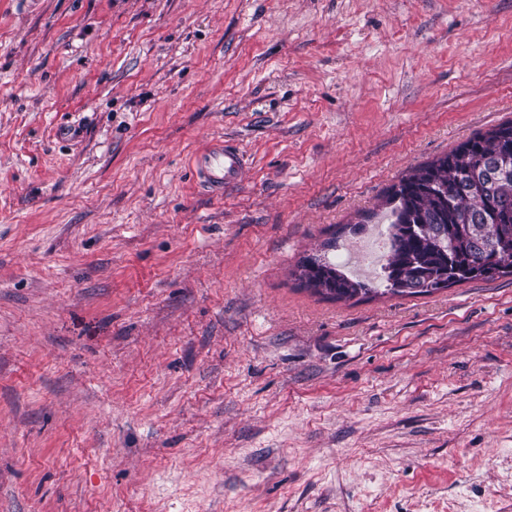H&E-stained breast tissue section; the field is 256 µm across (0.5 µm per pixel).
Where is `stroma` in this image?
Instances as JSON below:
<instances>
[{
    "label": "stroma",
    "mask_w": 512,
    "mask_h": 512,
    "mask_svg": "<svg viewBox=\"0 0 512 512\" xmlns=\"http://www.w3.org/2000/svg\"><path fill=\"white\" fill-rule=\"evenodd\" d=\"M508 119L512 0H0V512H512V276H293ZM244 164V156L236 147L213 140L193 156L192 169L203 190L223 195L239 182ZM295 276L302 288L334 301L378 293L375 288L350 280L338 270L336 264L317 255L303 257L297 264Z\"/></svg>",
    "instance_id": "35a3bbf8"
}]
</instances>
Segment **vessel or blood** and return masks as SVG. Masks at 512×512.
Listing matches in <instances>:
<instances>
[{
  "label": "vessel or blood",
  "mask_w": 512,
  "mask_h": 512,
  "mask_svg": "<svg viewBox=\"0 0 512 512\" xmlns=\"http://www.w3.org/2000/svg\"><path fill=\"white\" fill-rule=\"evenodd\" d=\"M244 164V156L236 147L214 140L194 155L192 169L203 190L220 195L239 182Z\"/></svg>",
  "instance_id": "vessel-or-blood-1"
}]
</instances>
